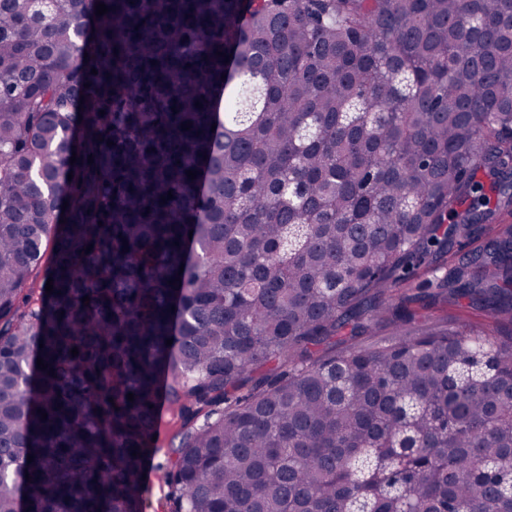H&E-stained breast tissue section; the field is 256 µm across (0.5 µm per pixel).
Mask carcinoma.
<instances>
[{
  "label": "carcinoma",
  "mask_w": 512,
  "mask_h": 512,
  "mask_svg": "<svg viewBox=\"0 0 512 512\" xmlns=\"http://www.w3.org/2000/svg\"><path fill=\"white\" fill-rule=\"evenodd\" d=\"M462 299L512 323V0H0V512H143L161 399L169 512H512ZM415 308L418 310V314L430 318V321L441 324L449 325L465 320L479 329L495 334L508 333L512 329V325L510 326L508 322L494 321L492 318L487 317L484 312L469 307L465 300H462L458 305H448L447 308L431 306L423 309L419 305H416Z\"/></svg>",
  "instance_id": "obj_1"
}]
</instances>
